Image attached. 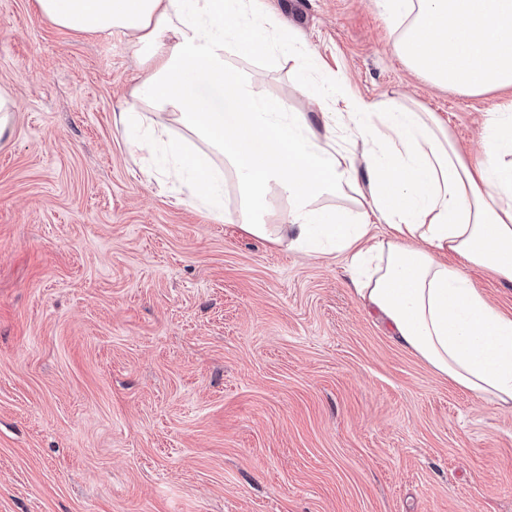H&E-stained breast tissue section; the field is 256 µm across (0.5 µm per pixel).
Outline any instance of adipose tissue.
<instances>
[{"label":"adipose tissue","instance_id":"1","mask_svg":"<svg viewBox=\"0 0 512 512\" xmlns=\"http://www.w3.org/2000/svg\"><path fill=\"white\" fill-rule=\"evenodd\" d=\"M62 28L121 32L142 72L117 120L137 130L143 157L163 154L164 174L217 222L270 238L273 194L288 198L282 228L296 250L343 255L363 303L395 340L460 389L512 407V317L489 304L463 270L470 264L512 281V100L483 128V157L455 148L434 113L393 101L371 103L343 82L311 78L319 64L289 44L302 74L298 94L319 121L288 100L261 94L262 74L229 55L270 54L272 24L262 0H36ZM164 112L167 122L154 121ZM362 143L356 169L346 141ZM234 176L237 206L224 211ZM356 188L361 209L323 205ZM386 227L375 238V225ZM463 266L448 264V256Z\"/></svg>","mask_w":512,"mask_h":512}]
</instances>
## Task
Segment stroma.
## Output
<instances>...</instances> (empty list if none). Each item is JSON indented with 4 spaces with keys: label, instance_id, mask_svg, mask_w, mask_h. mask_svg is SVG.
Returning <instances> with one entry per match:
<instances>
[{
    "label": "stroma",
    "instance_id": "obj_1",
    "mask_svg": "<svg viewBox=\"0 0 512 512\" xmlns=\"http://www.w3.org/2000/svg\"><path fill=\"white\" fill-rule=\"evenodd\" d=\"M369 101L436 113L468 161L512 90L431 85L379 0H267ZM297 108L294 59L256 60ZM128 37L0 0V512H512V410L398 344L343 257L211 221L115 117Z\"/></svg>",
    "mask_w": 512,
    "mask_h": 512
}]
</instances>
